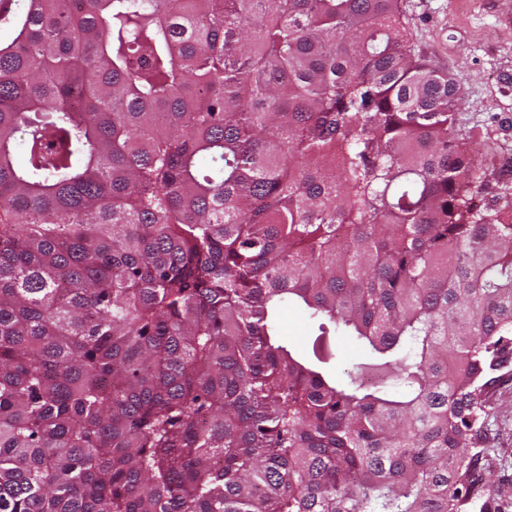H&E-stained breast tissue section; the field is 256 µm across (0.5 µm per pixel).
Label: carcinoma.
Listing matches in <instances>:
<instances>
[{
  "mask_svg": "<svg viewBox=\"0 0 512 512\" xmlns=\"http://www.w3.org/2000/svg\"><path fill=\"white\" fill-rule=\"evenodd\" d=\"M462 103L401 0H0V512H469L512 147ZM282 334L295 349L301 351L308 343L310 329L305 316L297 310L288 309L281 320Z\"/></svg>",
  "mask_w": 512,
  "mask_h": 512,
  "instance_id": "obj_1",
  "label": "carcinoma"
}]
</instances>
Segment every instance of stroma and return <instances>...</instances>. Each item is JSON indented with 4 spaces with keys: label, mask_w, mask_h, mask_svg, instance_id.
Returning a JSON list of instances; mask_svg holds the SVG:
<instances>
[{
    "label": "stroma",
    "mask_w": 512,
    "mask_h": 512,
    "mask_svg": "<svg viewBox=\"0 0 512 512\" xmlns=\"http://www.w3.org/2000/svg\"><path fill=\"white\" fill-rule=\"evenodd\" d=\"M416 52L457 82L462 109L503 127L512 140V0H402ZM482 464L495 478L485 495L512 512V379L491 397Z\"/></svg>",
    "instance_id": "obj_1"
}]
</instances>
